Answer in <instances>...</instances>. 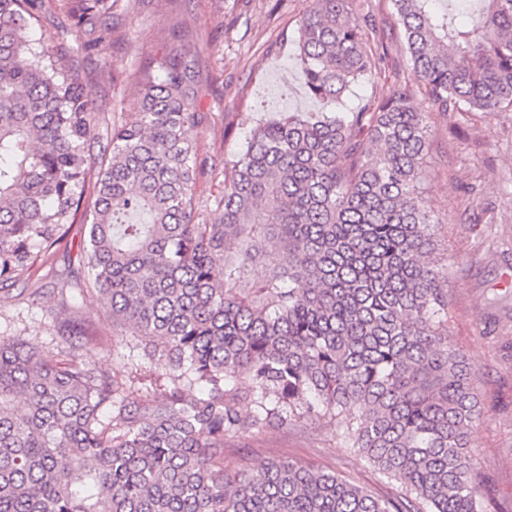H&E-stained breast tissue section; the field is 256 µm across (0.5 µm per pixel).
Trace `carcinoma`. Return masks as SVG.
Returning a JSON list of instances; mask_svg holds the SVG:
<instances>
[{
	"instance_id": "cac0c4a2",
	"label": "carcinoma",
	"mask_w": 512,
	"mask_h": 512,
	"mask_svg": "<svg viewBox=\"0 0 512 512\" xmlns=\"http://www.w3.org/2000/svg\"><path fill=\"white\" fill-rule=\"evenodd\" d=\"M118 2L65 0L61 37ZM350 2L313 0L301 17L300 76L320 110L252 132L209 223L191 47L142 74L135 118L112 125L93 168L87 84L28 40L43 0H0V285L88 228L85 289L50 310L68 349L0 340V512H486L472 455L484 407L448 342L415 89L438 112L512 106V0H391L412 81L341 112L374 56L372 15ZM94 294L112 327L161 347L154 397L74 354L72 318ZM305 416L344 424L346 447L402 493L292 460L224 471V442Z\"/></svg>"
}]
</instances>
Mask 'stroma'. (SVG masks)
<instances>
[{
  "label": "stroma",
  "instance_id": "stroma-1",
  "mask_svg": "<svg viewBox=\"0 0 512 512\" xmlns=\"http://www.w3.org/2000/svg\"><path fill=\"white\" fill-rule=\"evenodd\" d=\"M44 3V24L29 38L35 48L61 52L64 64L87 83L95 107L91 155L96 159L112 122L134 117L138 72L156 66L175 45L192 47L197 104L209 116L199 135L195 186L207 221L220 217L214 200L224 192V164L244 149L252 129L287 112L317 108L295 59L299 20L312 0H125L124 8L97 26L102 40L91 50L83 49L79 34L59 44L53 33L65 24V9L61 0ZM352 9L358 16L373 14L375 26L366 36L385 54L344 93V112L367 98L386 97L393 82L411 71L390 0H353ZM426 117L427 197L440 220L438 252L453 259L448 338L471 357L473 384L486 410L474 433L477 490L489 498V512H512V107L490 115L430 111ZM82 243V224L71 225L66 245L0 290V338L59 350L46 310L62 292L83 284ZM58 269L68 270V281L55 277ZM108 308L105 298L88 299L83 330L90 343L79 349V357L120 373L134 362L146 366L139 393L152 394L165 372L163 363L149 359L134 332L113 335ZM274 459L336 472L379 497L400 492L396 482L346 448L341 427L321 418L248 432L224 446V466L232 471H256Z\"/></svg>",
  "mask_w": 512,
  "mask_h": 512
}]
</instances>
